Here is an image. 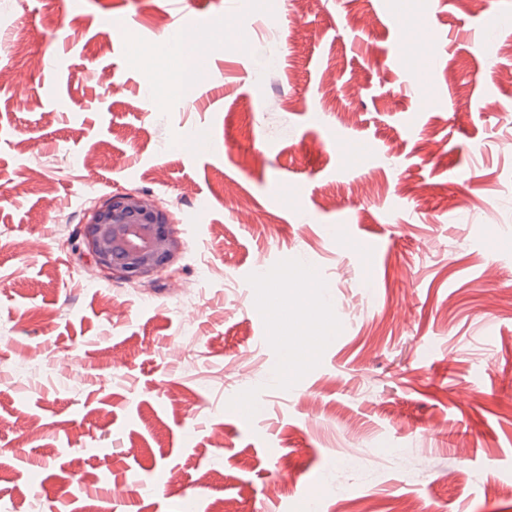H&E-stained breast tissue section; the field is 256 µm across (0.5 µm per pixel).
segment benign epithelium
Here are the masks:
<instances>
[{
	"instance_id": "1",
	"label": "benign epithelium",
	"mask_w": 512,
	"mask_h": 512,
	"mask_svg": "<svg viewBox=\"0 0 512 512\" xmlns=\"http://www.w3.org/2000/svg\"><path fill=\"white\" fill-rule=\"evenodd\" d=\"M83 244L101 271L130 282L169 268L182 248L170 213L139 191L115 194L90 209Z\"/></svg>"
}]
</instances>
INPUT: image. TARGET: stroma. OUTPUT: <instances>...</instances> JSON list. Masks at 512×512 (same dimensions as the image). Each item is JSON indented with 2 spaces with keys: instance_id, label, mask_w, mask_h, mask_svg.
I'll use <instances>...</instances> for the list:
<instances>
[{
  "instance_id": "stroma-1",
  "label": "stroma",
  "mask_w": 512,
  "mask_h": 512,
  "mask_svg": "<svg viewBox=\"0 0 512 512\" xmlns=\"http://www.w3.org/2000/svg\"><path fill=\"white\" fill-rule=\"evenodd\" d=\"M188 61L208 78L173 93ZM509 69L512 0H0V512L127 484L124 512H512V124L479 108ZM127 189L183 242L141 284L82 243ZM298 268L325 339L276 382L266 302Z\"/></svg>"
}]
</instances>
